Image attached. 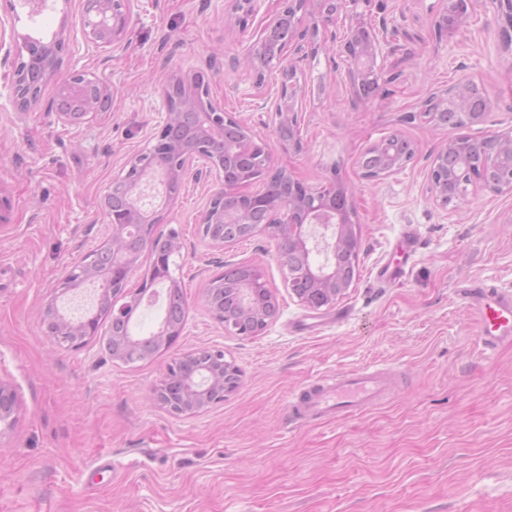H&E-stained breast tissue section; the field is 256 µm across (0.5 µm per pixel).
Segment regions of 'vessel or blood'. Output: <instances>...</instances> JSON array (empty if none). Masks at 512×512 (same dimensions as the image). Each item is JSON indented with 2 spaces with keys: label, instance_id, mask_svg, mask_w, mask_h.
<instances>
[{
  "label": "vessel or blood",
  "instance_id": "obj_1",
  "mask_svg": "<svg viewBox=\"0 0 512 512\" xmlns=\"http://www.w3.org/2000/svg\"><path fill=\"white\" fill-rule=\"evenodd\" d=\"M472 322L484 349L512 345V292L473 282L462 288ZM392 391L389 374L364 367L337 373L302 389L290 404L295 420H328L368 409L387 399Z\"/></svg>",
  "mask_w": 512,
  "mask_h": 512
}]
</instances>
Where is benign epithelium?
Returning <instances> with one entry per match:
<instances>
[{
    "mask_svg": "<svg viewBox=\"0 0 512 512\" xmlns=\"http://www.w3.org/2000/svg\"><path fill=\"white\" fill-rule=\"evenodd\" d=\"M473 0H446V7L441 20L453 19L455 25L462 27L470 17V5ZM494 14L500 21L502 47L512 51V0H490ZM345 7L344 0H317L316 10L309 9V0H288V19L292 37L280 50L281 89L278 99L271 106V120L277 128L288 125L297 127L302 109L296 106L298 87L295 80L296 70L293 60L303 51L299 40L306 34L319 30V26L329 22L332 16ZM129 23L128 0H84L81 16V37L85 45L97 48L110 47L125 31ZM361 31L359 18H350V24L343 46L347 69L345 77L353 90H358L361 83L368 77L375 78L374 62L381 52L380 43L369 40L359 43ZM17 49L6 53L0 59V65L10 70V96L21 110L28 109L38 102L40 91L24 83L26 68H37L44 79L48 80L56 71L61 56L64 53H75V48L63 38H58L45 45L38 57L31 54V37L16 35L14 37ZM473 88V84L450 86L430 94L421 104L419 113L425 114L436 108L448 105L462 104V92ZM95 96L88 100L86 114L91 116L100 109L99 97L103 96L101 80L84 71L74 70L68 82L65 83V95L83 96L88 92ZM165 106V117L154 141L165 139L171 126L180 116V111H193L200 119L203 135L210 145L189 143L181 146L172 153L167 161H159L151 167L141 161L142 155L134 156L127 164L124 173L118 176L122 180L131 171H137L135 178L128 185V209L135 216L130 220L118 216L109 205L112 189H107L104 195V205L109 216L108 234L100 245L112 255V269L108 270L96 265L93 260L85 259L70 266L67 274L56 284L55 290L65 294L78 284L85 281L101 280L107 282L100 289L98 305H103L106 299H111L112 320L127 318L129 308L148 304L158 295L156 285L168 280L170 287L178 284L167 271L169 259L160 256L152 268L144 275L142 283L134 292L122 288L126 283L127 274L136 264L140 252L149 245L146 230L152 224L168 223V204L174 200V194L166 192L167 205L147 212L146 199L153 197L156 184L168 189L169 185H178L183 178L190 174L203 183L214 182L219 185L208 202L201 218L199 228L202 241L213 249L222 250L236 241L231 235L213 236L205 232L210 224L224 223V209L219 201L226 196L240 199H258V192L251 190L256 184L254 180H244L229 183L224 179V150L214 148V145L224 144V124L232 120L224 107L214 100L206 87L196 85L188 79V75L180 73L170 77L161 92ZM468 137L462 136L448 142L436 155L428 171L429 190L434 201L441 207L448 206L439 172L447 154L466 144ZM489 141L493 149L480 154L476 165L480 175L474 172L461 173V180L477 182L486 190L493 193L512 192V166L507 172L501 171L500 159L512 158V130L499 133ZM284 176L292 183L296 195L286 206H274L268 210L262 224H251L245 213L237 214L233 222L240 225L250 236L265 232L276 241L279 256L297 254L302 264L288 266V290L298 295L296 282L301 277L308 278L310 294L299 295L300 301L312 310H319L335 304L344 292L350 288L354 279L344 275L336 265L326 263L313 266L309 263L312 254L310 240L312 234L307 231L311 226H319L331 232V243L327 247L332 251L348 250L357 253L358 233L356 225L342 213L334 209L317 205L306 206V202L314 199L325 202L332 195L338 183L336 178H328L320 186L312 188L305 185L292 173ZM124 298L125 302L118 303L117 299ZM207 306L214 318L222 324L224 330L236 336L251 337L259 335L268 325L265 315V300L257 294L254 287H244L240 290L237 304L242 316L239 319L227 320L221 307L212 302L211 295L205 294ZM42 322L46 325L49 335L54 342L72 349L83 347L90 338L97 335L93 318L72 320L61 314L55 307L43 310ZM185 324L177 326L162 321L151 336H120L112 340L109 350L114 359L130 362L129 356L136 355L147 347L169 348L182 335ZM205 352L209 360L197 368L182 371V364L194 359L198 351H188L172 360L167 366L166 376L162 385L153 392V401L173 416H191L224 401V397L233 392L240 382V369L232 361L225 359L224 350L207 348ZM15 413L14 395L12 391L0 384V424H12Z\"/></svg>",
    "mask_w": 512,
    "mask_h": 512,
    "instance_id": "7a95c632",
    "label": "benign epithelium"
}]
</instances>
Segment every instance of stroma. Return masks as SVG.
I'll use <instances>...</instances> for the list:
<instances>
[{"instance_id": "stroma-1", "label": "stroma", "mask_w": 512, "mask_h": 512, "mask_svg": "<svg viewBox=\"0 0 512 512\" xmlns=\"http://www.w3.org/2000/svg\"><path fill=\"white\" fill-rule=\"evenodd\" d=\"M258 0L246 27L229 23L232 0H130L125 33L105 49L63 55L37 104L18 111L0 68V383L15 421L0 430V512H512V347L482 348L461 285L512 291V194L472 184L439 206L427 174L460 136L512 130V52L491 12L475 6L459 29L438 28L443 0H352L331 39L297 64L302 149L281 147L264 100L278 65L256 85L245 59L280 11ZM82 0H51L41 14L0 11V46L14 32L80 36ZM378 39V88L356 96L341 53L350 16ZM97 75L110 107L81 124L47 111L71 72ZM204 72L211 96L272 148L274 167L306 185L334 176L348 187L358 226L356 278L315 311L286 286L288 270L267 234L209 248L198 224L215 187L185 177L170 206L184 242L170 259L183 292L185 328L153 358L127 364L91 340L53 345L40 310L97 312L96 285L62 297L53 288L107 235L103 195L128 160L154 143L160 90L176 72ZM462 81L493 107L485 121L437 126L418 118L432 92ZM412 159L380 180L362 176L364 150L392 134ZM419 240L400 281L377 279L403 233ZM255 264L279 310L257 336L225 332L203 294L207 276ZM219 347L241 370L224 402L176 417L151 395L179 353ZM390 370L388 399L345 419L294 424L298 388L361 367Z\"/></svg>"}]
</instances>
